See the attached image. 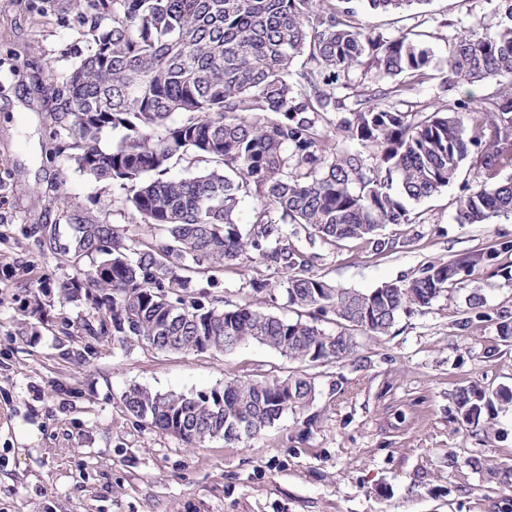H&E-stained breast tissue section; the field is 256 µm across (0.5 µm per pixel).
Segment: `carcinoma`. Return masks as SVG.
Wrapping results in <instances>:
<instances>
[{
	"label": "carcinoma",
	"instance_id": "cac0c4a2",
	"mask_svg": "<svg viewBox=\"0 0 512 512\" xmlns=\"http://www.w3.org/2000/svg\"><path fill=\"white\" fill-rule=\"evenodd\" d=\"M372 10L416 0H362ZM92 42L56 88L62 150L83 173L125 191L131 218L159 231L153 243L128 242L110 224H77L74 246L100 259L84 280L59 289L63 303L91 302L90 336L190 353L230 352L257 342L298 362H335L354 350L358 328L384 335L401 312L429 305L460 271L493 254L436 261L409 280L362 292L338 288L313 271L314 256L295 241L300 231L334 245L365 240L376 253L397 246L379 237L385 224L409 223L419 202L456 178L478 149L485 179L512 166V3L482 37L461 35L448 49V80L493 81L486 105L455 99L426 115L403 111L405 94L430 79L432 51L411 32L393 37L357 26L355 0H86ZM305 57L301 72L293 62ZM367 65L368 86L350 74ZM346 116L332 121L331 115ZM175 114L182 120L173 123ZM479 135L464 136L465 123ZM335 126L355 149L333 142ZM126 134L110 153L108 129ZM183 152L207 164L196 176L165 177ZM259 201L247 223L245 197ZM512 215V181L459 200L456 221L480 224ZM254 263L256 294L276 287L287 318L249 302L226 309L207 292L213 273ZM276 279H271V276ZM333 314L336 333L302 319L301 310ZM315 399L312 378L230 380L221 390L187 396L141 387L123 402L135 417L187 445L221 437L235 443ZM512 389L476 383L458 388L456 420L477 427Z\"/></svg>",
	"mask_w": 512,
	"mask_h": 512
}]
</instances>
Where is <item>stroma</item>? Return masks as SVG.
Returning a JSON list of instances; mask_svg holds the SVG:
<instances>
[{"label": "stroma", "instance_id": "obj_1", "mask_svg": "<svg viewBox=\"0 0 512 512\" xmlns=\"http://www.w3.org/2000/svg\"><path fill=\"white\" fill-rule=\"evenodd\" d=\"M504 0H419L390 13L358 10L361 27L392 37L422 34L432 77L406 99L433 110L439 100L483 106L496 86L445 89L448 43L479 37ZM81 0H0V512H512V489L491 480L512 462V407L490 430L457 423L458 387L512 388V217L456 221L458 200L483 174L469 156L457 178L411 207L408 224H387L384 254L358 240L336 245L300 238L314 270L337 287L369 292L411 278L433 261L495 252L460 274L426 307L402 312L385 335L357 333L352 356L304 365L257 343L230 353L162 352L82 333L88 300L64 303L60 284L83 279L93 257L65 244L76 224H111L142 242L153 226L132 223L109 180L80 172L58 153L55 89L86 53L90 25ZM255 267L229 266L212 297L288 315L283 302L253 294ZM486 302L472 309L473 290ZM41 292L42 305L27 302ZM90 349L67 359L59 342ZM313 377L316 397L235 445L214 438L186 446L132 416L123 394L142 386L197 394L226 381Z\"/></svg>", "mask_w": 512, "mask_h": 512}]
</instances>
